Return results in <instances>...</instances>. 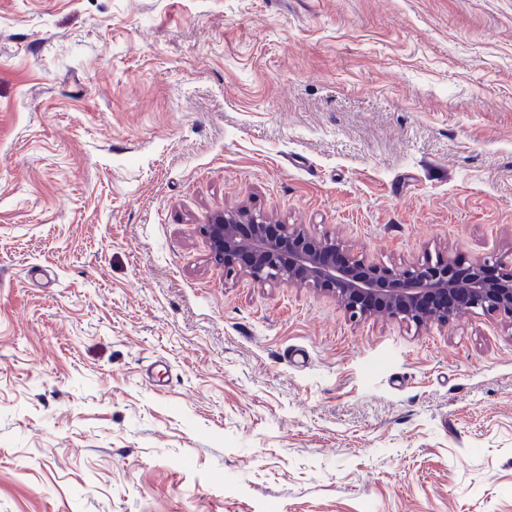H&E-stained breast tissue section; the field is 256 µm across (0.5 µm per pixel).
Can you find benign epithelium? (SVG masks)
<instances>
[{
    "instance_id": "benign-epithelium-1",
    "label": "benign epithelium",
    "mask_w": 512,
    "mask_h": 512,
    "mask_svg": "<svg viewBox=\"0 0 512 512\" xmlns=\"http://www.w3.org/2000/svg\"><path fill=\"white\" fill-rule=\"evenodd\" d=\"M205 232L226 275L329 294L351 321L384 314L420 327L476 309L512 320V276H486L501 269L496 258L464 266L439 256L395 270L248 205L214 213Z\"/></svg>"
}]
</instances>
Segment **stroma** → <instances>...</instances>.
Instances as JSON below:
<instances>
[{
    "mask_svg": "<svg viewBox=\"0 0 512 512\" xmlns=\"http://www.w3.org/2000/svg\"><path fill=\"white\" fill-rule=\"evenodd\" d=\"M241 204L512 272V0H0V512H512V320L225 279Z\"/></svg>",
    "mask_w": 512,
    "mask_h": 512,
    "instance_id": "1",
    "label": "stroma"
}]
</instances>
